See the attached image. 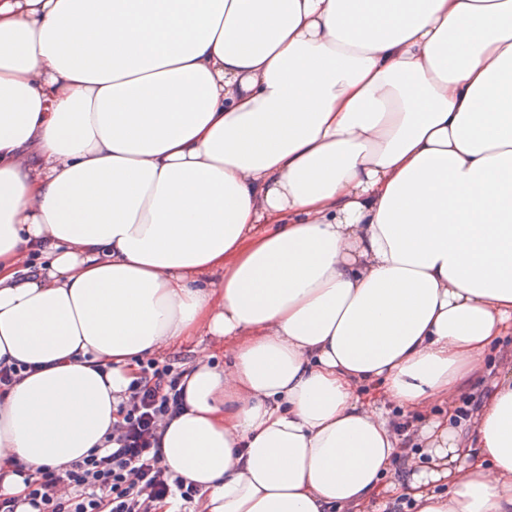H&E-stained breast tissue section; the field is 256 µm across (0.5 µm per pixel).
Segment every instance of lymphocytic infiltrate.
I'll return each mask as SVG.
<instances>
[{"label":"lymphocytic infiltrate","instance_id":"1","mask_svg":"<svg viewBox=\"0 0 512 512\" xmlns=\"http://www.w3.org/2000/svg\"><path fill=\"white\" fill-rule=\"evenodd\" d=\"M182 393L173 364L140 361L137 379L117 405L122 422L113 450L28 474L24 500L0 494V512H17L23 502L33 512H155L166 500L175 512H187L199 490L161 466L156 438L160 422L179 410Z\"/></svg>","mask_w":512,"mask_h":512}]
</instances>
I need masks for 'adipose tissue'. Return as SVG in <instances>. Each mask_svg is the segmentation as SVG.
I'll return each instance as SVG.
<instances>
[{"instance_id": "adipose-tissue-1", "label": "adipose tissue", "mask_w": 512, "mask_h": 512, "mask_svg": "<svg viewBox=\"0 0 512 512\" xmlns=\"http://www.w3.org/2000/svg\"><path fill=\"white\" fill-rule=\"evenodd\" d=\"M510 332L512 0H0V494L186 346L197 512H512ZM507 366H510V368L512 366V335L502 338L499 348L488 357L483 376L474 380L463 393L462 396L465 395L466 398H470V408H473L475 403L478 405L483 389L498 375L499 368Z\"/></svg>"}]
</instances>
